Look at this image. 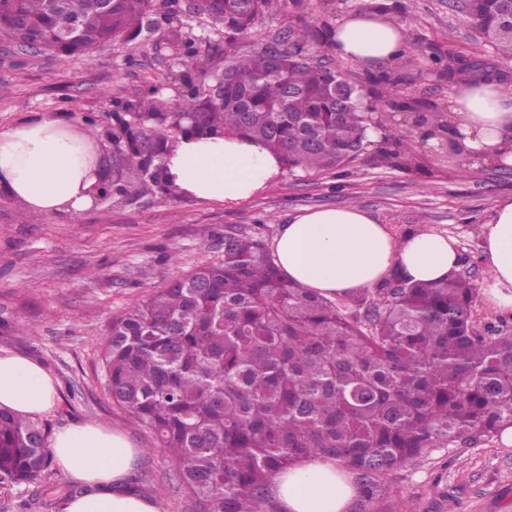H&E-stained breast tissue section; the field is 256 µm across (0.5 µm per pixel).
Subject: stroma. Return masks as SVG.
<instances>
[{"label": "stroma", "mask_w": 512, "mask_h": 512, "mask_svg": "<svg viewBox=\"0 0 512 512\" xmlns=\"http://www.w3.org/2000/svg\"><path fill=\"white\" fill-rule=\"evenodd\" d=\"M380 2L280 0L275 13L255 22L251 40L237 52L251 53L292 30L334 31L348 16ZM401 2L412 66L358 63L337 55L325 39L308 41L304 52L366 86L374 115L410 100L425 112L447 111L456 86L433 56H471L482 46L464 19L462 0ZM156 5L159 24L152 33L103 43L79 56L32 54L0 35V127L44 112L82 122L153 85L178 104L168 85V39L197 37L204 54L224 34L194 12L190 0ZM383 71L391 85L369 86V78ZM417 160L412 169L392 165L372 142L342 169L281 172L261 195L232 206L149 194L99 200L82 215L61 217L32 212L0 193V353L25 355L54 378L58 401L40 423L52 433L86 423L124 432L143 451L137 489L157 499L162 512H194L154 435L112 401L102 346L113 322L149 293L222 259L225 234L246 233L270 244L283 224L315 207L362 208L398 237L418 227L447 233L457 239L474 285H482L486 260L479 227L500 198L512 195V165H477L422 147ZM387 486L394 512H512V446L496 437L472 447L438 448L427 460L392 471Z\"/></svg>", "instance_id": "stroma-1"}]
</instances>
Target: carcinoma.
Masks as SVG:
<instances>
[{
    "instance_id": "cac0c4a2",
    "label": "carcinoma",
    "mask_w": 512,
    "mask_h": 512,
    "mask_svg": "<svg viewBox=\"0 0 512 512\" xmlns=\"http://www.w3.org/2000/svg\"><path fill=\"white\" fill-rule=\"evenodd\" d=\"M54 0L0 4V35L27 34L24 21L59 27ZM279 0H214L204 6L224 31V48L195 54L184 70L199 77L237 75L224 104L197 94L177 111L143 91L125 111L87 119L112 125V196L175 195L162 159L183 134L244 136L267 145L292 172L347 165L370 143L372 113L364 89L302 55L303 43L327 35L306 28L285 51L268 44L239 56L258 18ZM79 36L52 42L73 55L158 26L149 0H115L112 20L98 0H70ZM494 56L512 59V0H466ZM448 81L497 82L512 76L478 57L435 58ZM152 139L147 154L139 142ZM380 149L398 166L412 147ZM476 288L467 272L412 282L392 272L376 287L332 301L289 280L265 243L224 236V258L179 277L112 324L103 346L112 401L154 433L195 512H279L273 479L311 456L354 475L355 512H393L386 476L436 448L491 440L512 426V334L473 320ZM48 433L0 408V484L49 485Z\"/></svg>"
}]
</instances>
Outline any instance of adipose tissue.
<instances>
[{"label": "adipose tissue", "mask_w": 512, "mask_h": 512, "mask_svg": "<svg viewBox=\"0 0 512 512\" xmlns=\"http://www.w3.org/2000/svg\"><path fill=\"white\" fill-rule=\"evenodd\" d=\"M337 54L364 64L391 60L405 50L398 25L377 11L345 19L332 41ZM464 156L512 165V95L495 83L468 82L448 114ZM178 197L236 204L273 184L282 166L262 143L237 137H179L164 157ZM108 166L103 139L61 113H39L0 128V191L30 210L78 216L90 210ZM480 235L488 276L484 294L493 307L512 311V197L501 200ZM289 281L324 297L374 288L399 269L414 282L444 279L457 269L454 237L424 230L394 237L358 207L305 210L273 241ZM55 380L30 358L0 354V406L34 417L57 402ZM54 461L88 491L69 497L63 512H159L155 500L128 484L141 451L101 424L71 425L50 444ZM282 512H346L355 488L335 462L303 460L274 480Z\"/></svg>", "instance_id": "1"}]
</instances>
